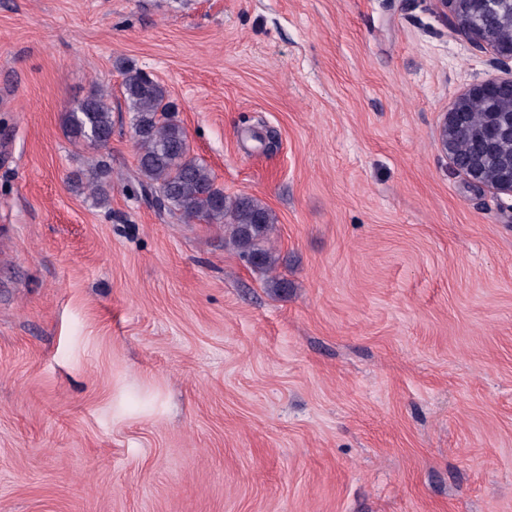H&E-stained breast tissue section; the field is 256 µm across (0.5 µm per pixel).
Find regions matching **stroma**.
I'll return each mask as SVG.
<instances>
[{
  "instance_id": "35a3bbf8",
  "label": "stroma",
  "mask_w": 512,
  "mask_h": 512,
  "mask_svg": "<svg viewBox=\"0 0 512 512\" xmlns=\"http://www.w3.org/2000/svg\"><path fill=\"white\" fill-rule=\"evenodd\" d=\"M490 58L437 0H0V512H512V196L439 146ZM130 67L287 291L140 189ZM108 95L97 92L80 102L65 117L67 135L77 143L105 147L112 137V105Z\"/></svg>"
}]
</instances>
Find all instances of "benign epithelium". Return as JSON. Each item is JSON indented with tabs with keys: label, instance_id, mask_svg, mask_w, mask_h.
<instances>
[{
	"label": "benign epithelium",
	"instance_id": "1",
	"mask_svg": "<svg viewBox=\"0 0 512 512\" xmlns=\"http://www.w3.org/2000/svg\"><path fill=\"white\" fill-rule=\"evenodd\" d=\"M450 10L457 31L473 45L488 46L492 64L512 63V0H439ZM483 109L480 126L471 124L475 106ZM465 131L479 147V153L461 168L472 181L512 194V77L475 83L459 96L445 114L440 129V146L456 155V135ZM492 167L497 177L485 176Z\"/></svg>",
	"mask_w": 512,
	"mask_h": 512
}]
</instances>
